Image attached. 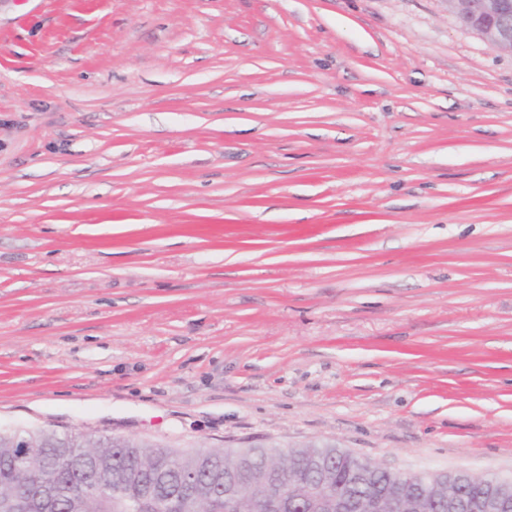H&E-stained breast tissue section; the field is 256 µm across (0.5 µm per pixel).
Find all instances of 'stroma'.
Segmentation results:
<instances>
[{
	"label": "stroma",
	"instance_id": "stroma-1",
	"mask_svg": "<svg viewBox=\"0 0 512 512\" xmlns=\"http://www.w3.org/2000/svg\"><path fill=\"white\" fill-rule=\"evenodd\" d=\"M0 427L512 477V53L448 0H0Z\"/></svg>",
	"mask_w": 512,
	"mask_h": 512
}]
</instances>
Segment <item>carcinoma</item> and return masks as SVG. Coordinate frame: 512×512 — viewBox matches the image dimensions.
Here are the masks:
<instances>
[{
	"label": "carcinoma",
	"mask_w": 512,
	"mask_h": 512,
	"mask_svg": "<svg viewBox=\"0 0 512 512\" xmlns=\"http://www.w3.org/2000/svg\"><path fill=\"white\" fill-rule=\"evenodd\" d=\"M407 482L333 446L282 456L0 429V512H295V501L304 512H417L411 497L393 498ZM78 483L94 492L74 495Z\"/></svg>",
	"instance_id": "carcinoma-1"
}]
</instances>
